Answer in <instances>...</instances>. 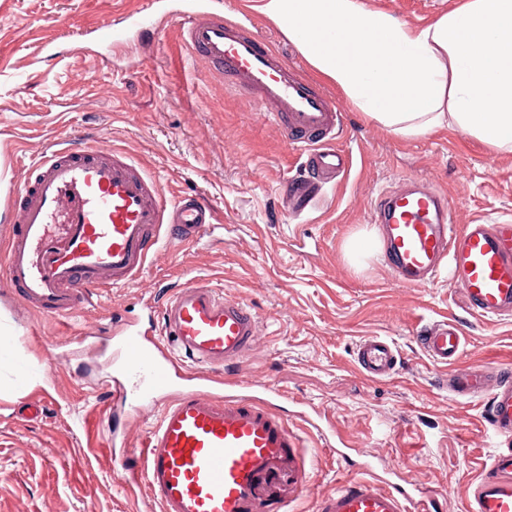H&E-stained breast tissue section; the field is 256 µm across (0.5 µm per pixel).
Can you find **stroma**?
Here are the masks:
<instances>
[{
  "label": "stroma",
  "instance_id": "obj_1",
  "mask_svg": "<svg viewBox=\"0 0 512 512\" xmlns=\"http://www.w3.org/2000/svg\"><path fill=\"white\" fill-rule=\"evenodd\" d=\"M144 0H0V209L11 188L66 137L119 150L172 198L201 197L214 226L193 241L163 240L136 280L94 295L70 318L28 309L0 271V512H159L146 485L123 475L159 417L108 393L121 370L101 337L114 315L146 321L143 305L194 281L247 302L259 317L249 356L230 379L272 383L312 465L308 491L291 512H312L316 495L356 476L336 459L335 433L385 468L435 493L443 512H466L464 491L497 441L486 430V398L458 402L438 378L442 366L417 337L432 323L462 324L461 365L512 364V317H476L440 274L422 288L396 283L373 250L363 267L345 255L354 237L376 233L375 197L414 180L448 197L453 222L512 219V152L489 149L455 128L401 138L365 119L335 82L319 75L256 0H155L144 40L129 14ZM398 22L421 26L464 0H362ZM218 7L252 29L322 87L345 114L337 146L353 166L327 189L325 205L299 219L281 188L303 172L305 149L290 146L269 113L212 78L181 48L169 17ZM111 23L126 44L113 54H75ZM383 336L402 358L390 378L357 367L361 339ZM48 409L22 419L27 403Z\"/></svg>",
  "mask_w": 512,
  "mask_h": 512
}]
</instances>
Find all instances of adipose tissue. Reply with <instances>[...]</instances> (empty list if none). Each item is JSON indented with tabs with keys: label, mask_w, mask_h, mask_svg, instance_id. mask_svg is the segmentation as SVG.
<instances>
[{
	"label": "adipose tissue",
	"mask_w": 512,
	"mask_h": 512,
	"mask_svg": "<svg viewBox=\"0 0 512 512\" xmlns=\"http://www.w3.org/2000/svg\"><path fill=\"white\" fill-rule=\"evenodd\" d=\"M349 103L403 138L454 127L512 148V0H465L412 28L361 0H259Z\"/></svg>",
	"instance_id": "adipose-tissue-1"
}]
</instances>
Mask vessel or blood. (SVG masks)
Masks as SVG:
<instances>
[{"mask_svg": "<svg viewBox=\"0 0 512 512\" xmlns=\"http://www.w3.org/2000/svg\"><path fill=\"white\" fill-rule=\"evenodd\" d=\"M183 42L216 79L271 110L285 138L307 148L306 176L289 180V212L318 208L325 188L345 174L348 152L334 145L342 109L299 68L251 31L222 15L180 16ZM17 212L0 251L22 303L45 317L64 318L100 289L133 280L160 239L180 244L213 222L199 198H168L132 160L85 142L44 155L13 203ZM394 280L428 285L443 262L451 282L480 317L512 314V224L455 227L446 195L406 187L379 194L372 207ZM259 320L247 303L193 282L168 295L156 324L124 326L113 338L127 382L113 392L129 409L144 397L162 409L139 460L124 479L144 481L160 512H285L310 483L299 436L275 410L283 391L261 394L224 387L223 375L249 355ZM426 355L446 366L439 382L454 398L488 396V429L498 439L467 490L468 512H512V368L458 366L466 338L441 321L420 338ZM356 360L371 379L393 376L395 346L381 336L361 340ZM433 495L397 483L352 477L319 495L315 512H438Z\"/></svg>", "mask_w": 512, "mask_h": 512, "instance_id": "b4317fda", "label": "vessel or blood"}]
</instances>
